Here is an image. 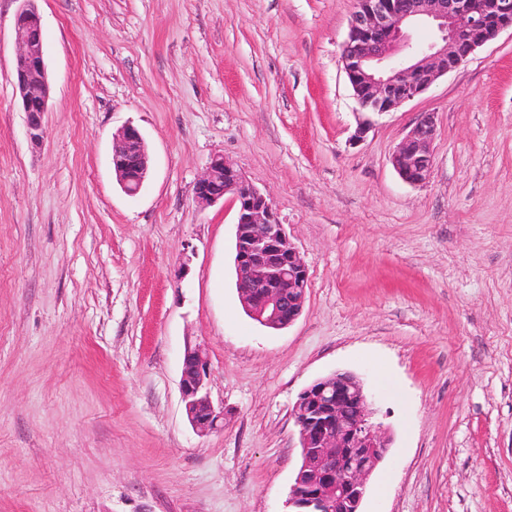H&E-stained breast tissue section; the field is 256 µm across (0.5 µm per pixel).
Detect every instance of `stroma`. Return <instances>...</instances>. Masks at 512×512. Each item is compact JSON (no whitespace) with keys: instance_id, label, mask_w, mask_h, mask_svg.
Returning a JSON list of instances; mask_svg holds the SVG:
<instances>
[{"instance_id":"stroma-1","label":"stroma","mask_w":512,"mask_h":512,"mask_svg":"<svg viewBox=\"0 0 512 512\" xmlns=\"http://www.w3.org/2000/svg\"><path fill=\"white\" fill-rule=\"evenodd\" d=\"M36 5L38 145L22 3L0 0V512H289L292 407L339 371L392 436L362 512H512V32L378 115L340 67L354 0ZM426 113L434 165L409 185L391 157ZM127 125L151 158L134 197L110 163ZM217 154L308 268L284 329L240 304L234 203L194 201ZM190 343L224 409L206 434L182 411ZM13 22V36L19 51L14 62L15 85L21 111L26 115L29 139L39 144L45 134L50 85L44 54L42 20L36 0H23Z\"/></svg>"}]
</instances>
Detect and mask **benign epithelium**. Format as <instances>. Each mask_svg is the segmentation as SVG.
Returning a JSON list of instances; mask_svg holds the SVG:
<instances>
[{
	"mask_svg": "<svg viewBox=\"0 0 512 512\" xmlns=\"http://www.w3.org/2000/svg\"><path fill=\"white\" fill-rule=\"evenodd\" d=\"M23 2L13 22L19 47L14 76L29 139L38 144L45 134L50 85L41 15L36 0ZM416 22L429 23L435 40L413 49L405 61L389 63L392 53L406 46L404 28ZM506 29L512 30V0H356L340 63L361 109L391 112L420 96ZM435 135L434 117L425 114L398 144L392 165L402 181L418 185L428 178ZM111 164L123 191L138 195L150 168L138 128L126 126L115 134ZM226 197L237 207L238 295L255 321L283 329L303 311L306 264L279 223L270 198L217 155L194 184V199L206 208ZM208 376L203 348L187 345L179 388L184 415L199 433L224 426V409L215 407L210 398ZM373 415L362 382L348 372L319 378L299 394L292 417L299 429L301 464L288 498L294 512H361L367 481L391 444Z\"/></svg>",
	"mask_w": 512,
	"mask_h": 512,
	"instance_id": "1",
	"label": "benign epithelium"
}]
</instances>
